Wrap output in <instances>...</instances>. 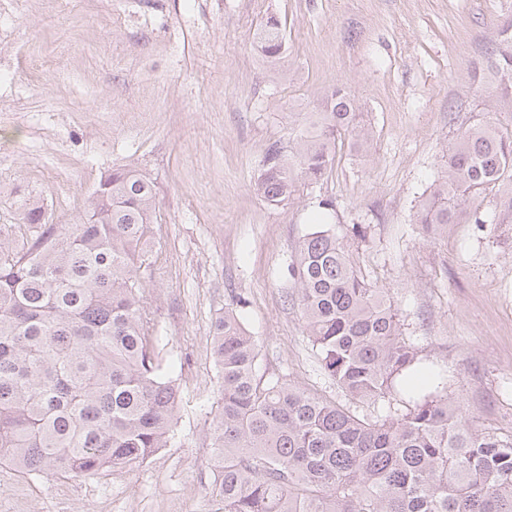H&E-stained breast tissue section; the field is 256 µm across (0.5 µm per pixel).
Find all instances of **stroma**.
I'll return each mask as SVG.
<instances>
[{"instance_id":"1","label":"stroma","mask_w":512,"mask_h":512,"mask_svg":"<svg viewBox=\"0 0 512 512\" xmlns=\"http://www.w3.org/2000/svg\"><path fill=\"white\" fill-rule=\"evenodd\" d=\"M286 29L270 67L252 43L267 15ZM512 0H0V224L26 199L50 223L83 210L102 176L131 167L155 193L147 310L182 386L177 435L143 465L90 479H24L0 466V512H215L210 409L219 397L211 325L239 312L258 365L353 413L320 366L287 279L304 235L366 227L353 259L401 315L403 338L469 423L512 434V224L427 226L414 214L444 174L457 132L487 111L461 56L482 63ZM355 94L364 151L291 204L255 190L267 145L332 85ZM333 201L332 210L322 201Z\"/></svg>"}]
</instances>
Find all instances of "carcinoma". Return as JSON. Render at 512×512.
I'll use <instances>...</instances> for the list:
<instances>
[{"instance_id":"obj_1","label":"carcinoma","mask_w":512,"mask_h":512,"mask_svg":"<svg viewBox=\"0 0 512 512\" xmlns=\"http://www.w3.org/2000/svg\"><path fill=\"white\" fill-rule=\"evenodd\" d=\"M508 30L512 22L490 52L499 84L489 108L512 109ZM253 42L279 63L278 17L263 18ZM342 136L361 151L369 133L350 88L336 84L289 149L266 147L256 190L273 206L291 203L296 180L326 177ZM445 168L416 223H488L487 191L512 186V131L466 128ZM154 211L152 183L117 168L67 224L47 223L35 199L17 223L0 224V465L30 478H86L170 446L181 390L163 372L144 288ZM287 274L325 372L361 402L385 400L417 353L401 339L394 305L356 269L350 241L313 229ZM211 348L218 512H512V434L472 428L437 381L404 411L370 421L260 375L257 341L231 310L214 320Z\"/></svg>"}]
</instances>
